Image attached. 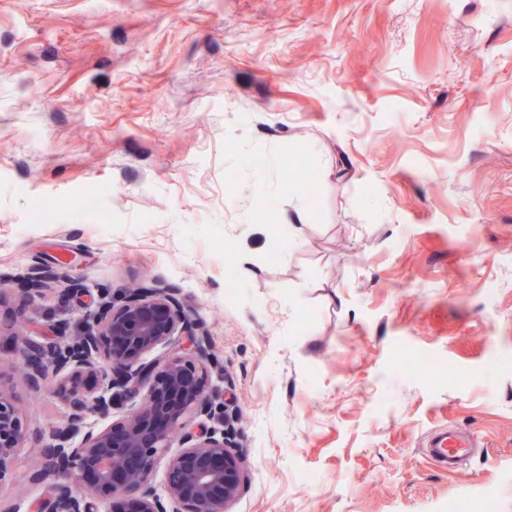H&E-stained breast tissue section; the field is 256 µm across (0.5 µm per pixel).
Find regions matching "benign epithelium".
<instances>
[{
    "label": "benign epithelium",
    "mask_w": 512,
    "mask_h": 512,
    "mask_svg": "<svg viewBox=\"0 0 512 512\" xmlns=\"http://www.w3.org/2000/svg\"><path fill=\"white\" fill-rule=\"evenodd\" d=\"M174 286L144 285L116 307L105 301L73 347L25 341L13 361L38 390L66 406L56 443L44 449L52 497L37 512H230L245 483V461L224 430L192 432V417L215 414L207 336ZM159 349L165 353L149 358ZM67 367L66 377H58ZM102 395L93 397L86 384ZM130 399L123 419L95 429L91 412ZM83 433L72 446L68 435ZM28 431L0 389V479ZM178 444V451L169 449ZM164 469L162 488L154 477Z\"/></svg>",
    "instance_id": "1"
}]
</instances>
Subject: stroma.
I'll list each match as a JSON object with an SVG mask.
<instances>
[{"mask_svg": "<svg viewBox=\"0 0 512 512\" xmlns=\"http://www.w3.org/2000/svg\"><path fill=\"white\" fill-rule=\"evenodd\" d=\"M144 284L209 338L231 512H512V0H0V512L66 415L13 346ZM28 431L9 395L0 389V482L5 477L18 448L23 446ZM424 448L440 467L455 472L475 452L476 444L469 432L448 425L432 432Z\"/></svg>", "mask_w": 512, "mask_h": 512, "instance_id": "obj_1", "label": "stroma"}]
</instances>
